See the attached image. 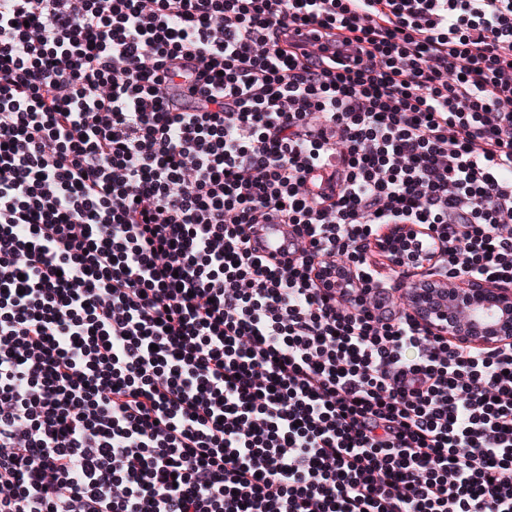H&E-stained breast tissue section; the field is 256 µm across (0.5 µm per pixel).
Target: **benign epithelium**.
I'll return each instance as SVG.
<instances>
[{
    "label": "benign epithelium",
    "instance_id": "7a95c632",
    "mask_svg": "<svg viewBox=\"0 0 512 512\" xmlns=\"http://www.w3.org/2000/svg\"><path fill=\"white\" fill-rule=\"evenodd\" d=\"M425 230L413 224H392L382 247L392 262L429 267L432 252L424 248ZM406 300L414 317L433 332L476 348L512 341V288L466 277L461 280L432 275L410 283Z\"/></svg>",
    "mask_w": 512,
    "mask_h": 512
}]
</instances>
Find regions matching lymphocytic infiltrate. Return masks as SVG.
<instances>
[{
    "instance_id": "obj_1",
    "label": "lymphocytic infiltrate",
    "mask_w": 512,
    "mask_h": 512,
    "mask_svg": "<svg viewBox=\"0 0 512 512\" xmlns=\"http://www.w3.org/2000/svg\"><path fill=\"white\" fill-rule=\"evenodd\" d=\"M389 224L512 285V0H0V512H512ZM262 246L266 252L281 251L286 242L285 227L280 224H263Z\"/></svg>"
}]
</instances>
